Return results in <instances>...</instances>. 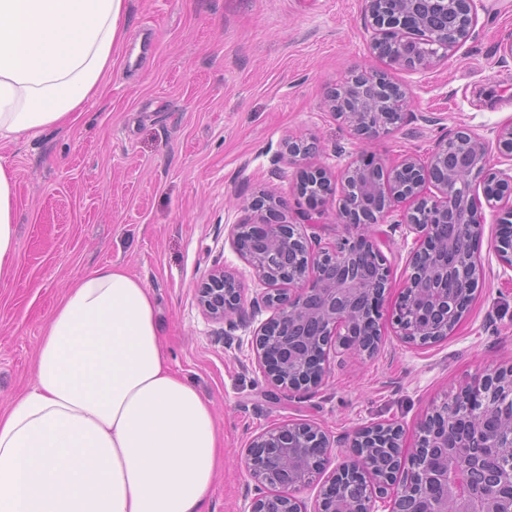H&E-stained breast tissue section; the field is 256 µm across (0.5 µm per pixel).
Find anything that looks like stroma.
Segmentation results:
<instances>
[{
	"mask_svg": "<svg viewBox=\"0 0 512 512\" xmlns=\"http://www.w3.org/2000/svg\"><path fill=\"white\" fill-rule=\"evenodd\" d=\"M475 4V31L447 63L391 70L408 114L361 141L326 96L377 64L362 0H127L103 95L72 126L0 141L18 209L16 267L0 280V415L32 385L54 309L103 266L149 288L169 364L209 402L224 436L205 512H250L254 483L241 452L277 423H313L334 437L397 423L410 443L416 423L459 385L512 365V268L494 249V213L479 243L477 298L448 339L414 347L386 333L374 354L332 358L325 384L306 394L272 388L259 370L251 339L271 312L252 308L264 285L228 238L253 220L258 193L297 213L300 168L281 156L286 139L314 140L309 165L335 176L362 157H427L462 126L494 140L512 120V57L503 53L512 0ZM370 234L393 271L388 324L414 235L389 216ZM217 267L243 284L244 316L231 326L196 303Z\"/></svg>",
	"mask_w": 512,
	"mask_h": 512,
	"instance_id": "35a3bbf8",
	"label": "stroma"
}]
</instances>
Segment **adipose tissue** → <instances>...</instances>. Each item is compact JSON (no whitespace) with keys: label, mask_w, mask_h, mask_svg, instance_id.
<instances>
[{"label":"adipose tissue","mask_w":512,"mask_h":512,"mask_svg":"<svg viewBox=\"0 0 512 512\" xmlns=\"http://www.w3.org/2000/svg\"><path fill=\"white\" fill-rule=\"evenodd\" d=\"M125 0H0V141L75 122L119 45ZM0 163V277L17 256ZM222 454L200 392L172 371L150 292L112 267L52 313L33 385L0 416V512H203Z\"/></svg>","instance_id":"1"}]
</instances>
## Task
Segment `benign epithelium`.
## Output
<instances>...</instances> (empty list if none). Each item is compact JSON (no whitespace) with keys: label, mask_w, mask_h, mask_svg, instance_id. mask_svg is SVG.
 I'll use <instances>...</instances> for the list:
<instances>
[{"label":"benign epithelium","mask_w":512,"mask_h":512,"mask_svg":"<svg viewBox=\"0 0 512 512\" xmlns=\"http://www.w3.org/2000/svg\"><path fill=\"white\" fill-rule=\"evenodd\" d=\"M373 55L390 67L429 69L450 59L471 37L474 0H363ZM328 105L354 136L381 137L397 127L391 80L383 70L361 68L328 95ZM288 162L313 154L314 143L288 139ZM495 147L512 162V122L501 125ZM489 145L471 129L441 140L426 158L409 155L385 166L359 160L340 176L336 212L344 228L329 249L317 248L287 220L288 206L262 194L254 221L238 224L234 249L267 288L252 307L273 310L253 334L256 363L271 386L292 392L322 385L330 349L377 350L381 308L391 288L386 258L364 230L398 212V224L417 234L410 273L396 303V335L427 345L450 336L475 298L483 268L477 245L485 209L498 214L494 248L512 267V167H487ZM320 167L301 171L296 186L305 224L332 194ZM240 283L222 269L197 289L202 312L234 323L243 315ZM471 402L432 408L417 424L408 448L398 424L355 429L336 441L315 424L282 422L254 436L242 462L255 483L250 512H307L294 493L319 476L324 481L312 512H512V367L496 369L469 385ZM495 420H473L471 403ZM351 450L337 459L334 444Z\"/></svg>","instance_id":"7a95c632"}]
</instances>
